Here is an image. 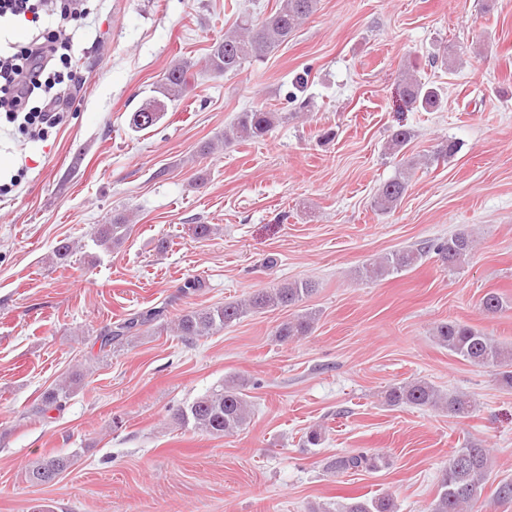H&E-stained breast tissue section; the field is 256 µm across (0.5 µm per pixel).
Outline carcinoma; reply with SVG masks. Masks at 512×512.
I'll return each instance as SVG.
<instances>
[{
  "label": "carcinoma",
  "instance_id": "cac0c4a2",
  "mask_svg": "<svg viewBox=\"0 0 512 512\" xmlns=\"http://www.w3.org/2000/svg\"><path fill=\"white\" fill-rule=\"evenodd\" d=\"M319 0H279L273 13L260 20L244 16L235 29L224 34V39L211 46L207 57L208 67L218 74L236 73L245 63L260 61L277 51L294 35L295 31L316 11ZM191 65L179 63L171 67L165 81L156 90L157 96L146 103L155 111L146 114L135 111L129 125L136 131H146L162 117L166 102L182 100L187 93V74ZM402 94L409 100V108L432 111L440 107L437 89L430 87L413 74L404 75ZM288 118L286 112H273L255 107L240 112L224 130V143L258 141L264 139L276 125ZM413 134L406 128L394 130L388 137L387 149L392 154L401 153L411 142ZM408 170L387 181L374 199V208L388 213L396 208L406 193L411 179ZM130 230L128 218L118 215L112 223L101 224L94 236L96 246L109 249L119 245ZM475 239L469 230L461 229L447 239L435 244L413 247L385 254L357 270L361 279L376 280L394 272L406 271L419 264L429 254H435L447 267H455L474 254ZM315 290L310 280H295L270 291H256L248 298L221 307L191 310L177 318L178 335L194 339L218 332L241 318L266 309L286 308L301 303ZM502 296L488 292L481 300L485 314H495L503 308ZM162 315L154 308L141 311L113 326L103 336L100 350L121 344L140 327L152 323ZM316 314L304 312L280 323L275 335L282 342L311 334ZM433 337L462 361L491 369L498 383L512 389V347L505 346L484 331L468 324L444 321L434 327ZM81 382V375L70 377L55 390L44 396L37 413L44 415L59 410ZM384 403L390 407L403 405L440 410L453 417L463 418L472 411L473 403L464 393L442 394L432 384L414 380L394 385L385 391ZM172 420L196 433L212 437L233 435L247 425L250 419V401L244 393V384L229 380L192 402L177 408ZM77 455H43L27 468L28 481L36 485L54 482L59 475L75 465ZM386 465L385 458L377 453L361 451L339 455L330 464V470L344 473L349 470H377ZM489 466V449L467 445L448 455L439 480V491L428 512H470L485 483ZM341 512H396V505L388 495L350 499L341 506Z\"/></svg>",
  "mask_w": 512,
  "mask_h": 512
}]
</instances>
